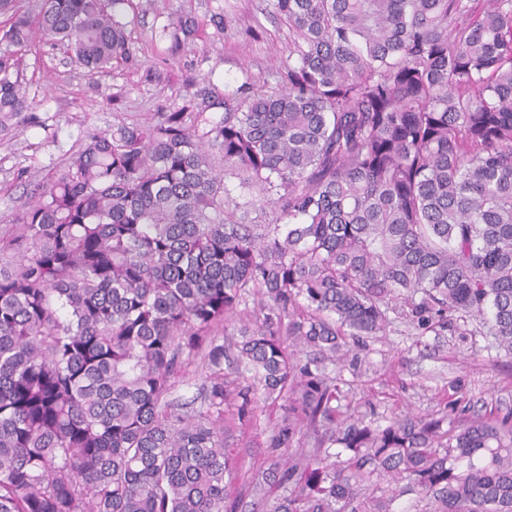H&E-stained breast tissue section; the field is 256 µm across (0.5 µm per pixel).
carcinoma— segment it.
I'll list each match as a JSON object with an SVG mask.
<instances>
[{
    "mask_svg": "<svg viewBox=\"0 0 512 512\" xmlns=\"http://www.w3.org/2000/svg\"><path fill=\"white\" fill-rule=\"evenodd\" d=\"M130 2L0 0V124L41 41L92 78L140 66ZM486 3L273 0L280 91L196 84L30 184L0 225V512H512L511 414L342 419L325 374L395 317L512 354V0ZM255 196L273 223L245 222ZM190 372L198 405L172 398ZM262 400L283 414L246 468L227 434ZM321 428L344 460L306 448Z\"/></svg>",
    "mask_w": 512,
    "mask_h": 512,
    "instance_id": "1",
    "label": "carcinoma"
}]
</instances>
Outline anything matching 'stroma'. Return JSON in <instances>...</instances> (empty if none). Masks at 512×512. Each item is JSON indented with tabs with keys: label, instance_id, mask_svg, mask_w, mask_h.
<instances>
[{
	"label": "stroma",
	"instance_id": "35a3bbf8",
	"mask_svg": "<svg viewBox=\"0 0 512 512\" xmlns=\"http://www.w3.org/2000/svg\"><path fill=\"white\" fill-rule=\"evenodd\" d=\"M181 12L195 16L204 34L173 58L161 30ZM217 13L224 17L220 35L210 22ZM125 20L138 68L117 67L91 81L50 46L26 55L32 108L0 125V224L24 204L26 184L45 180L87 135L177 110L191 82L206 80L222 91L245 83L269 93L282 87L289 32L272 0H132ZM353 351L357 364L325 368L339 389L342 415L371 414L386 426L408 411L442 413L452 401L471 414L512 411V355L490 348L476 324L421 336L397 320ZM280 415L264 408L256 426L232 432L229 443L246 461L261 460L268 426Z\"/></svg>",
	"mask_w": 512,
	"mask_h": 512
}]
</instances>
